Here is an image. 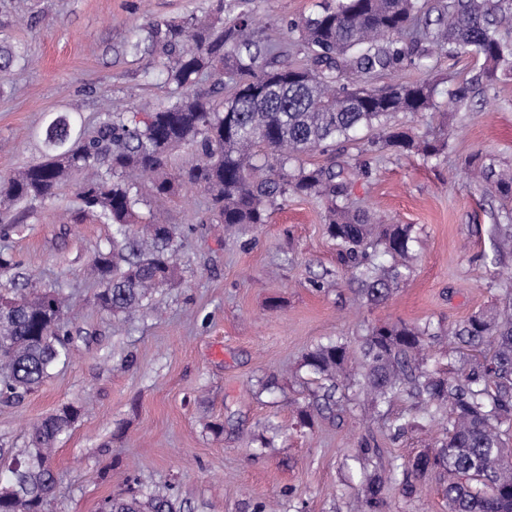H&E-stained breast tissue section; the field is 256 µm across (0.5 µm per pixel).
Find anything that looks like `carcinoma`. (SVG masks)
<instances>
[{
    "label": "carcinoma",
    "instance_id": "cac0c4a2",
    "mask_svg": "<svg viewBox=\"0 0 512 512\" xmlns=\"http://www.w3.org/2000/svg\"><path fill=\"white\" fill-rule=\"evenodd\" d=\"M251 4L236 0L237 13L227 21L191 17L150 25L133 49L145 58L161 49L167 102L142 113L108 111L87 128L61 114L45 130L44 159L0 177V204H23L29 211L56 196L69 174L91 172L76 197L80 209L115 230L93 259L94 304L115 321L155 309L159 288L179 277L181 233L159 216L136 224L148 178L159 197L182 184L203 188L222 224H264L269 210L290 196L327 198L326 230L342 247L341 264L367 302L386 301L405 277L412 225L372 224L339 204L349 181L369 174L368 167L337 172L306 167L300 158L363 129L377 130L373 147L434 157V140L385 119L395 112L434 110L435 89L420 81L375 90L358 78L400 69L434 51H464L480 67L451 93L452 102L468 98L480 84H493L499 70L512 64V0H336L288 26V41L306 58L303 67L274 65L273 46L254 31ZM432 11L437 17L430 23ZM19 59L1 46L0 73L9 74ZM226 76L231 94L217 106L213 94L224 90ZM185 146L193 150L194 163L172 179H159L172 151ZM481 172L495 194L512 200L511 170L497 172L490 164ZM503 218L494 239L500 255L512 254V212ZM374 244L391 265L374 262L368 252ZM65 308L66 298L55 287L0 295L1 398L23 397L68 361L73 336L63 320ZM438 341L426 325L384 324L371 328L357 363L339 341L318 344L303 357L302 366L319 380L320 390L298 412L302 428L313 427V412L336 405L346 383L359 386L374 410L405 396L432 419L446 416L448 436L438 449L370 480L359 512H381L384 483L399 473L407 495L431 475L448 479V512H512V303L448 326V343L492 348L488 357L462 362L452 376L427 366V351ZM83 412L81 405L64 404L33 426L28 448L11 458L10 477L0 483V512H48L58 477L45 463ZM126 483L123 493L106 499L108 512H184L176 483L148 491L135 478Z\"/></svg>",
    "mask_w": 512,
    "mask_h": 512
}]
</instances>
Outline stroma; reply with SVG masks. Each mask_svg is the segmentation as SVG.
Here are the masks:
<instances>
[{
  "label": "stroma",
  "mask_w": 512,
  "mask_h": 512,
  "mask_svg": "<svg viewBox=\"0 0 512 512\" xmlns=\"http://www.w3.org/2000/svg\"><path fill=\"white\" fill-rule=\"evenodd\" d=\"M219 0H12L0 12V43L29 64L0 80V176L39 161L42 131L59 113L75 110L90 124L101 113L152 109L166 100L161 68L133 55L134 29L210 13ZM326 0H253L263 34L318 12ZM479 64L461 53L439 55L424 72L405 67L372 79L437 86L431 112H397L396 127L448 137L438 157L370 149L368 132L312 152L309 167L368 162L344 203L386 224H409L415 241L410 270L392 297L370 305L339 261L326 232L327 202L292 197L267 223L229 226L213 221L208 195L183 186L174 195L146 194L141 221L164 212L182 232L181 279L155 295L159 313L123 326L93 304L90 264L112 238V227L81 214L73 175L59 194L36 207L0 248L14 252L26 279L0 276V288L56 286L69 298L75 337L69 361L37 391L0 400V448L19 453L32 426L65 403L85 404L82 419L56 445L59 484L51 512H99L126 477L154 488L177 481L186 512H250L258 499L276 512H357L365 475L402 464L445 437L438 422L406 398L373 411L358 388H343L335 416L316 414L296 428V408L317 391L303 355L330 338L359 354L372 326L406 322L446 331L506 301L512 255L495 259L492 226L502 202L474 176L483 164H512V71L474 91L465 105H448V91ZM275 378L274 393L255 396L258 380ZM413 424L394 435L393 419ZM282 426L272 448L253 440L268 422ZM222 424V434L209 426ZM373 436L367 465L354 458ZM384 512H448L443 484L430 478L421 495L387 485Z\"/></svg>",
  "instance_id": "stroma-1"
}]
</instances>
